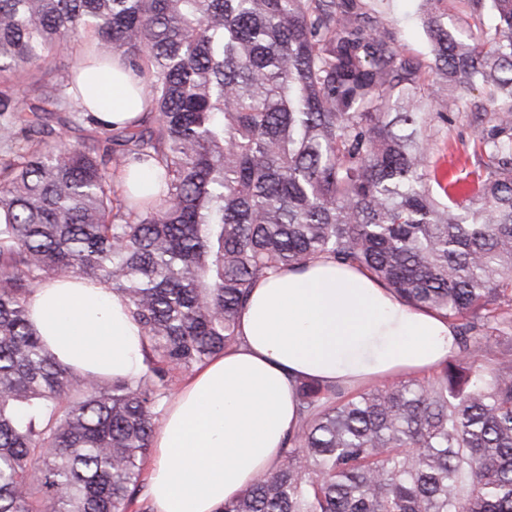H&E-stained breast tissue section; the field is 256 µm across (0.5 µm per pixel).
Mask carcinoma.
Returning a JSON list of instances; mask_svg holds the SVG:
<instances>
[{
    "mask_svg": "<svg viewBox=\"0 0 512 512\" xmlns=\"http://www.w3.org/2000/svg\"><path fill=\"white\" fill-rule=\"evenodd\" d=\"M420 2L424 59L373 0H0V512H149L170 374L239 342L258 278L318 258L447 319L458 351L362 390L300 382L283 459L221 512H512V0ZM86 33L150 122L112 129L44 68ZM56 112L102 151L55 142ZM454 112L492 117L441 172ZM131 167L155 201L122 190ZM68 274L127 302L139 378L76 373L33 331L29 294Z\"/></svg>",
    "mask_w": 512,
    "mask_h": 512,
    "instance_id": "cac0c4a2",
    "label": "carcinoma"
}]
</instances>
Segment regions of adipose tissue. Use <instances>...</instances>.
<instances>
[{
	"label": "adipose tissue",
	"mask_w": 512,
	"mask_h": 512,
	"mask_svg": "<svg viewBox=\"0 0 512 512\" xmlns=\"http://www.w3.org/2000/svg\"><path fill=\"white\" fill-rule=\"evenodd\" d=\"M82 104L99 120L137 123L146 97L120 59L77 64ZM44 344L85 375L135 379L146 341L107 285L63 276L28 297ZM239 343L198 367L169 400L153 439V512H218L274 468L297 427L296 385H350L436 368L455 351L448 320L404 305L366 271L318 259L258 279Z\"/></svg>",
	"instance_id": "ef3b65f1"
}]
</instances>
